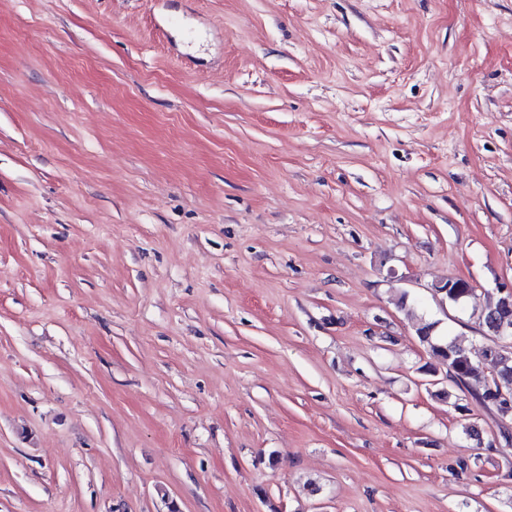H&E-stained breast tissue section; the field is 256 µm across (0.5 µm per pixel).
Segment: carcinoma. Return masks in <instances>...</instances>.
Segmentation results:
<instances>
[{"mask_svg": "<svg viewBox=\"0 0 512 512\" xmlns=\"http://www.w3.org/2000/svg\"><path fill=\"white\" fill-rule=\"evenodd\" d=\"M473 292V287L466 281L452 280L450 288H439L437 293L452 304H462ZM482 327H487L495 321H512V298L495 292L491 302L478 316ZM420 342L429 347L431 355L440 359L448 368V376L460 386L466 380L484 377L482 391L475 395V399L489 409H493L503 420H512V404L505 400H497L499 391H509L512 385V348L499 342L498 337L490 339V344L483 349L484 360L490 362L493 373L484 375L482 361L472 356L466 349L454 341L444 342L436 339L433 324L422 322L416 328Z\"/></svg>", "mask_w": 512, "mask_h": 512, "instance_id": "cac0c4a2", "label": "carcinoma"}]
</instances>
